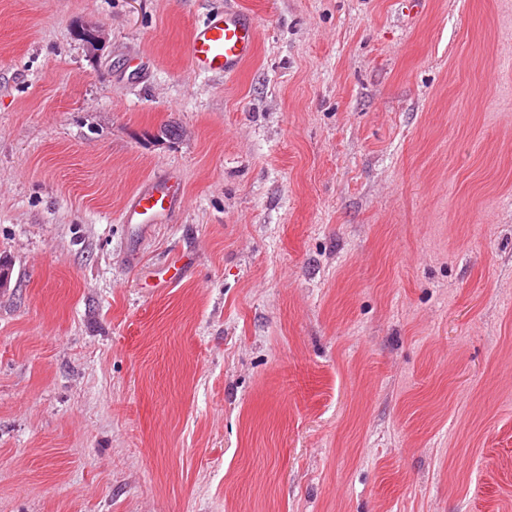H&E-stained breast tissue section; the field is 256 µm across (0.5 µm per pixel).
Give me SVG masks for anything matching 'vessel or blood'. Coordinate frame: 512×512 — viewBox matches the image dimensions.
Instances as JSON below:
<instances>
[{"instance_id":"obj_1","label":"vessel or blood","mask_w":512,"mask_h":512,"mask_svg":"<svg viewBox=\"0 0 512 512\" xmlns=\"http://www.w3.org/2000/svg\"><path fill=\"white\" fill-rule=\"evenodd\" d=\"M257 44L254 22L237 7L228 5L192 28L188 45L190 64L204 74L233 73L254 57ZM183 204L180 183L156 179L131 198L122 219L128 224H153L171 216Z\"/></svg>"}]
</instances>
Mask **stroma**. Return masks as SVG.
<instances>
[{
	"label": "stroma",
	"instance_id": "stroma-1",
	"mask_svg": "<svg viewBox=\"0 0 512 512\" xmlns=\"http://www.w3.org/2000/svg\"><path fill=\"white\" fill-rule=\"evenodd\" d=\"M225 2L0 0V512H512V0ZM254 22L237 7L224 6L190 33L188 52L192 68L204 74L236 72L256 53ZM184 204V190L172 178L156 179L141 188L122 213L127 224H154L171 216Z\"/></svg>",
	"mask_w": 512,
	"mask_h": 512
}]
</instances>
